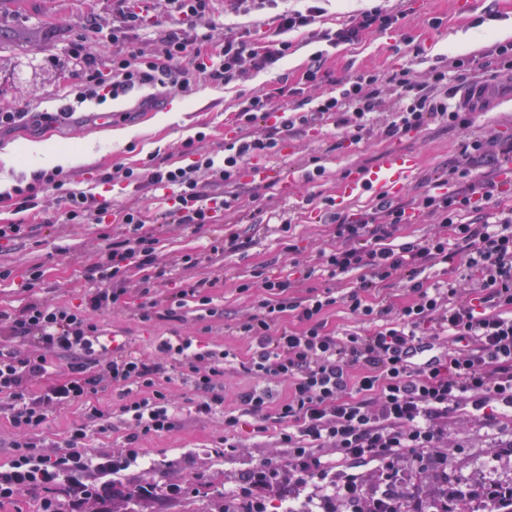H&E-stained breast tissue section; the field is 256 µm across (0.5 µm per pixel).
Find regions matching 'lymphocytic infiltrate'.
<instances>
[{"mask_svg":"<svg viewBox=\"0 0 512 512\" xmlns=\"http://www.w3.org/2000/svg\"><path fill=\"white\" fill-rule=\"evenodd\" d=\"M113 42L127 40L130 32L153 27L152 8H160L179 21L162 39V56L139 49L112 58L108 73L87 70L78 100L102 98L130 86L188 88L192 77L203 75L224 83L246 69L261 71L287 56L289 33L307 30L322 13L316 5L276 14L271 33L252 36L220 29L215 0H114ZM400 13L373 7L351 16L340 27L323 33L330 45L349 44L368 31L395 28ZM461 61L433 67L428 80H418L403 68L389 77L371 74L350 82L342 92L320 94L311 110L295 115L274 114L271 98L255 94L240 103L237 120L244 134L226 143L223 155L199 153L185 141V166L146 164L116 168L102 174L105 183H127L158 189V201L179 224H209L218 213L232 208L236 197L221 191L205 193L200 175L212 184H232L247 164L275 154L280 140L295 125L329 121L342 129L347 140L359 143L371 116L383 105L385 85L403 89L381 135L400 134L445 122L459 128L471 123V113L448 100V83ZM268 118L261 131H252L258 117ZM468 182L463 193L429 192L417 200L416 210L437 218L443 231L424 240L392 243L397 228L408 223L405 205L379 204L371 210L338 219L336 245L321 251L318 266H306L304 278L322 274L335 280L359 272L357 287L338 297L332 291L301 299L290 277L263 278L265 293L256 312L248 315L240 331L254 344L248 360L230 350L214 352L192 338L164 340L159 361L115 351L99 358L100 372L90 375L83 363L96 352L98 326L93 312L116 304L126 293V271L146 269L155 262V240L145 232L150 207H125L118 213L128 235L108 245L93 273L97 286L85 303L76 307L32 304L21 315L0 317L7 335L28 338L30 348L18 355L0 345V398L7 401L16 428L25 434L14 444L10 462L0 466V502L22 492L43 489L41 512H59L53 495L70 482L75 493L73 512H82L90 499H102L105 485L88 483L89 470L117 473L137 462L140 438L168 431L175 416L165 392V363H173L189 376L196 395L195 411L210 415L223 404L218 392L224 372L241 370L258 385L239 397L241 414H227L224 426L236 430L241 416H249L254 436L275 431L277 447L287 449V460L270 456L246 472L234 491L245 512H268L269 504L283 497L298 499L307 489L318 490L323 512H423V503L409 492L410 477L447 473L448 460L462 452L460 440L449 439L448 417L463 413L466 422L486 428L512 426V209L484 211L499 185L473 177L469 168L458 171ZM61 170L40 173L34 183L13 186L12 195L32 209L45 188L65 192L67 217L74 224H100L109 212L86 191L69 189ZM464 254L472 282L460 287L449 282L427 285L424 273ZM390 278L405 281L411 303L400 309L375 311L364 304V293ZM151 283H143L138 309L141 321L172 319L185 298L208 305L204 283L180 289L173 305L159 309L151 296ZM343 304L361 320L376 326L360 332L326 331L322 316ZM295 313L301 331L280 328L284 314ZM69 353V378L32 390L33 379L46 374L51 358ZM127 393L121 410L131 431L128 450L117 456L92 455L83 429H73L63 451L50 454L34 433L51 409L87 400L101 382ZM287 385L288 394L274 400L271 384ZM372 466L375 486H366L357 470Z\"/></svg>","mask_w":512,"mask_h":512,"instance_id":"lymphocytic-infiltrate-1","label":"lymphocytic infiltrate"}]
</instances>
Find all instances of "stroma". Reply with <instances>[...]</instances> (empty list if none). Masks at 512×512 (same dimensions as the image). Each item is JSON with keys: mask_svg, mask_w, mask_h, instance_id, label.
Wrapping results in <instances>:
<instances>
[{"mask_svg": "<svg viewBox=\"0 0 512 512\" xmlns=\"http://www.w3.org/2000/svg\"><path fill=\"white\" fill-rule=\"evenodd\" d=\"M321 6L323 14L312 32L289 34L292 47L287 58L271 69L249 70L226 84L199 77L184 91L157 87L150 102L117 114L112 98L80 104L66 93L67 85L78 84L86 68L110 70L113 46L109 38H101L92 47L86 62L77 48L87 22L111 30L113 0H0V110L27 115L19 125L0 128V151L43 140L64 149L88 150L86 163L65 169L74 185L116 209L145 205L152 202V191L104 184L100 175L118 166L136 169L151 159L163 166L186 165L190 158L181 154L180 146L189 139L196 140L203 150L223 153L225 140L239 133L238 105L251 94H269L275 108L304 112L317 94L342 90L347 81L363 75L388 76L407 66L423 78L437 58L468 59L466 70L457 72L448 84L453 90L458 83L481 74L486 55L503 41L502 29H512V0H322ZM375 6L404 12L405 17L397 28L365 33L351 44L333 47L318 39V32L337 28L357 11ZM316 56L321 59L318 78L313 83L303 82ZM64 110L69 116L59 122L49 124L40 118L41 113ZM165 111L177 113V120L159 124L157 117ZM104 114L109 117L105 123L100 120ZM389 119V112L376 113L373 132L353 145L340 129L329 125L314 130L295 126L277 154L266 161L274 177L258 184L241 179L232 185L242 211H227L215 223L198 228L164 218L145 225V232L156 240V265L165 272L154 290L160 307H167L176 289L200 281L209 282L212 302L201 306L190 299L178 308L177 319L140 321L136 316L141 301L137 285L147 272L130 268L127 293L120 303L93 315L102 342L115 341L124 350L152 358L160 338L189 336L212 348H229L239 357H248L253 345L240 333L239 323L263 296L262 290L252 285L254 277L288 275L292 261H314L320 249L334 246L331 219L337 211L330 201L339 183L373 167L389 147L399 146L419 159L415 174L393 196L396 204H411L442 181L448 191L465 189V181L448 177L450 169L461 165L480 179L499 181L505 163L501 141L512 135L511 94L496 95L477 107L465 129L435 122L389 140L378 133ZM115 130L125 131V138L110 139ZM474 140L484 142V151L465 155V146ZM291 169L299 171L300 181L286 189L279 176ZM39 199L40 206L33 212L19 208L14 200L0 201V225L23 227L21 235L0 239V268L9 271L8 277L0 279V313L17 315L35 302L83 303L95 287L88 278L91 268L113 239L126 234L122 224L70 223L63 191L49 190ZM232 234L238 238L237 249H223L225 238ZM292 244L297 247L293 253L288 250ZM186 255L198 257V264H184ZM35 271L40 279L35 288H27ZM244 283L251 286L245 293L239 290ZM168 377L176 425L140 440L142 456L120 472L121 485L191 488L199 474L212 470L222 474L229 491L244 471L270 452L287 460V449L276 448L271 436L248 440L232 455L218 450L224 437V415L238 409V397L253 386V379L237 370L227 371L222 380V407L201 418L194 412L195 393L182 370L171 368ZM126 400L120 391L103 387L90 404L53 409L37 437L44 448L54 451L64 447L74 428L81 427L91 453L121 452L129 432L120 412ZM93 405L104 412V419L90 415ZM448 431L467 441L465 450L450 459L448 472L464 475L476 501H483L486 487L477 465L488 454L487 431L454 423Z\"/></svg>", "mask_w": 512, "mask_h": 512, "instance_id": "stroma-1", "label": "stroma"}]
</instances>
